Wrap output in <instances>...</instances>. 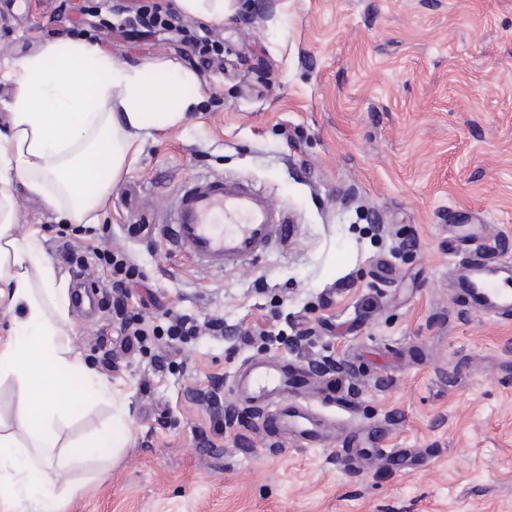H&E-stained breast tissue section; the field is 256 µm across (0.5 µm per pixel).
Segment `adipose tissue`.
Returning <instances> with one entry per match:
<instances>
[{"label":"adipose tissue","mask_w":512,"mask_h":512,"mask_svg":"<svg viewBox=\"0 0 512 512\" xmlns=\"http://www.w3.org/2000/svg\"><path fill=\"white\" fill-rule=\"evenodd\" d=\"M14 93L0 132V300L13 311V335L0 342V376L20 383L11 425L0 424V505L9 512H52L48 503L79 491L61 482L78 455L58 452L56 422L77 400L68 381L104 388L73 354L66 288L36 235L17 236L14 185L72 224H92L127 170L139 131L183 120L196 102L191 72L152 81L144 68L116 65L82 40H63L7 73Z\"/></svg>","instance_id":"obj_1"}]
</instances>
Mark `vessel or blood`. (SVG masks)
I'll return each mask as SVG.
<instances>
[{"label":"vessel or blood","instance_id":"obj_1","mask_svg":"<svg viewBox=\"0 0 512 512\" xmlns=\"http://www.w3.org/2000/svg\"><path fill=\"white\" fill-rule=\"evenodd\" d=\"M161 230L206 269L221 271L261 258L273 246L287 245L293 224L264 189L225 175L187 183L165 214ZM463 281L478 313L512 311V283L482 258L464 264ZM234 384L249 399L266 405L268 427L308 444L322 440L320 421L289 399L305 384L302 368L255 361L235 376Z\"/></svg>","mask_w":512,"mask_h":512}]
</instances>
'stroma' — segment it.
<instances>
[{
    "mask_svg": "<svg viewBox=\"0 0 512 512\" xmlns=\"http://www.w3.org/2000/svg\"><path fill=\"white\" fill-rule=\"evenodd\" d=\"M136 8L0 0V128L5 72L59 40L193 72L198 91L178 125L134 138L97 223L15 189L17 230H37L57 280L94 284V310L70 311L72 349L125 403L120 416L87 393L60 423L59 447L100 458L55 512H512V314H477L455 274L476 254L512 260V0H233L165 36L134 24ZM195 38L219 41L221 61L194 63ZM205 175L269 192L294 218L288 247L216 272L163 238L167 206ZM129 187L147 204L137 218L119 201ZM67 240L86 264L62 262ZM108 244L144 276L126 304L148 338L129 353L111 271L91 257ZM184 313L279 338L170 335ZM254 360L324 363L308 391L326 443L266 429L237 398L233 376ZM216 387L231 411L220 434L202 401Z\"/></svg>",
    "mask_w": 512,
    "mask_h": 512,
    "instance_id": "obj_1",
    "label": "stroma"
}]
</instances>
